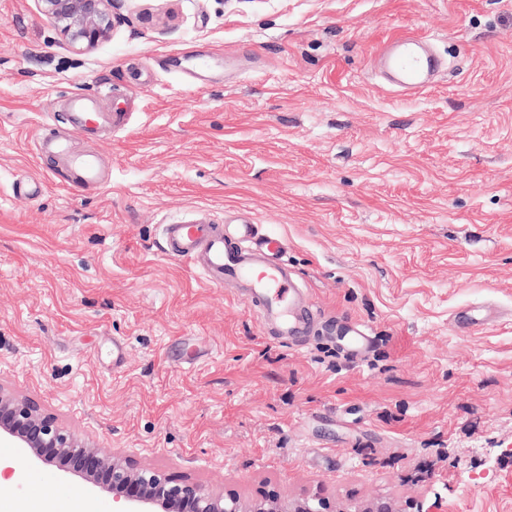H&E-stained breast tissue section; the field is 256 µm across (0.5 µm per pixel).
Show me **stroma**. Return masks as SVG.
<instances>
[{
    "label": "stroma",
    "mask_w": 512,
    "mask_h": 512,
    "mask_svg": "<svg viewBox=\"0 0 512 512\" xmlns=\"http://www.w3.org/2000/svg\"><path fill=\"white\" fill-rule=\"evenodd\" d=\"M113 12L79 51L39 0H0V389L102 455L247 502L512 512V0ZM404 34L445 61L411 94L376 64ZM77 93L125 115L71 139L112 163L89 193L36 153ZM242 219L285 241L324 317L366 327L365 351L337 330L289 348L164 252V225ZM485 302L502 318L460 327ZM19 456L0 447L7 496L113 512L111 493Z\"/></svg>",
    "instance_id": "1"
}]
</instances>
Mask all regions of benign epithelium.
Masks as SVG:
<instances>
[{"label":"benign epithelium","instance_id":"7a95c632","mask_svg":"<svg viewBox=\"0 0 512 512\" xmlns=\"http://www.w3.org/2000/svg\"><path fill=\"white\" fill-rule=\"evenodd\" d=\"M43 12L68 42L91 49L112 29L113 0H40ZM17 445L40 458H56L66 469L94 486L112 492L117 512H326L319 498L285 499L265 496L249 505L234 493L205 490L190 477L176 480L149 466H137L117 456L102 457L43 414L30 400L0 389V446ZM338 512H401L390 498H376L362 507Z\"/></svg>","mask_w":512,"mask_h":512}]
</instances>
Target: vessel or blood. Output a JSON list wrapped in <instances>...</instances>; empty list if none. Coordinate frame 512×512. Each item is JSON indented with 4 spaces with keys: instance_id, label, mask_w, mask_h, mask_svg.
<instances>
[{
    "instance_id": "b4317fda",
    "label": "vessel or blood",
    "mask_w": 512,
    "mask_h": 512,
    "mask_svg": "<svg viewBox=\"0 0 512 512\" xmlns=\"http://www.w3.org/2000/svg\"><path fill=\"white\" fill-rule=\"evenodd\" d=\"M379 55L400 84L414 90L427 86L439 67L438 58L414 36L391 38ZM105 119L93 99L73 97L69 114L72 128L90 129ZM52 154L64 158L58 173L71 187L84 191L101 185V163L96 154H71L64 138L56 140ZM165 244L167 256L191 264L209 284L234 287L247 297L262 326L274 327L278 338L288 345H299L301 335L318 313L310 293L300 288L295 273L281 260L284 240L261 234L258 225L237 224L228 230L207 221L169 224Z\"/></svg>"
}]
</instances>
